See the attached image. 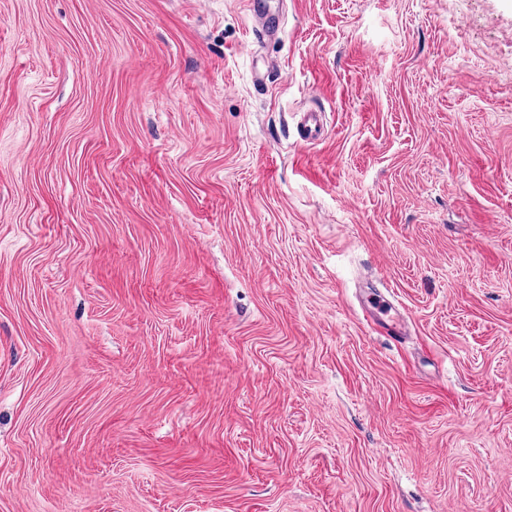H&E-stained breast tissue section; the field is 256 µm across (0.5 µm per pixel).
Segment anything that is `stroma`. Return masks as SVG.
Returning <instances> with one entry per match:
<instances>
[{
	"mask_svg": "<svg viewBox=\"0 0 512 512\" xmlns=\"http://www.w3.org/2000/svg\"><path fill=\"white\" fill-rule=\"evenodd\" d=\"M279 10L0 0V512H512V0ZM254 1L250 9L251 18L255 24L253 32L258 39L275 40L278 38L280 29L279 21L272 12L268 0ZM323 126L317 112H307L301 122L298 134L301 141L315 143L322 139ZM364 309V319L369 327L383 330L386 336H390L396 342L404 339L405 331L402 329V324L397 320L386 319L392 311L390 303L379 297Z\"/></svg>",
	"mask_w": 512,
	"mask_h": 512,
	"instance_id": "35a3bbf8",
	"label": "stroma"
}]
</instances>
